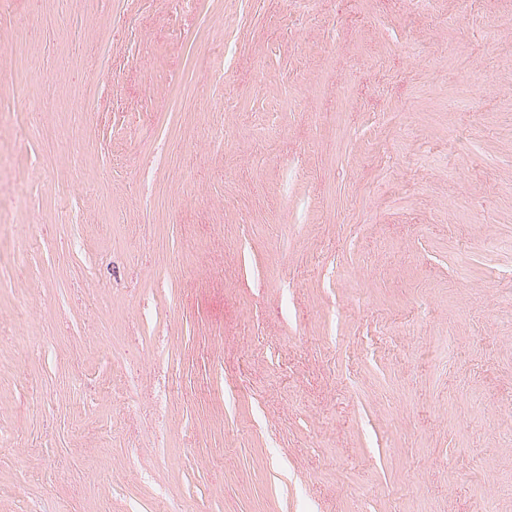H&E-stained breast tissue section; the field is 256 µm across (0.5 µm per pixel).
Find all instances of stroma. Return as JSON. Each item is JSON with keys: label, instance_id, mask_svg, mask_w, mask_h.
<instances>
[{"label": "stroma", "instance_id": "1", "mask_svg": "<svg viewBox=\"0 0 512 512\" xmlns=\"http://www.w3.org/2000/svg\"><path fill=\"white\" fill-rule=\"evenodd\" d=\"M512 0H0V512H512Z\"/></svg>", "mask_w": 512, "mask_h": 512}]
</instances>
